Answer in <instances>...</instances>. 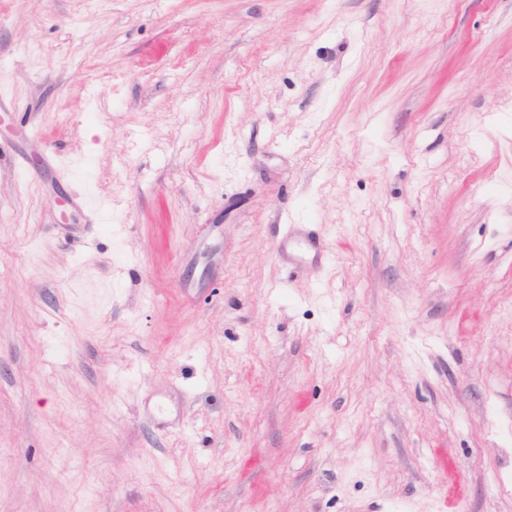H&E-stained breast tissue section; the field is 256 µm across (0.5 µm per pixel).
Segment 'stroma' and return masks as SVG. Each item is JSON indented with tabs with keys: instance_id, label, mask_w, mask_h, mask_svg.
<instances>
[{
	"instance_id": "35a3bbf8",
	"label": "stroma",
	"mask_w": 512,
	"mask_h": 512,
	"mask_svg": "<svg viewBox=\"0 0 512 512\" xmlns=\"http://www.w3.org/2000/svg\"><path fill=\"white\" fill-rule=\"evenodd\" d=\"M511 432L512 0H0V512H512Z\"/></svg>"
}]
</instances>
